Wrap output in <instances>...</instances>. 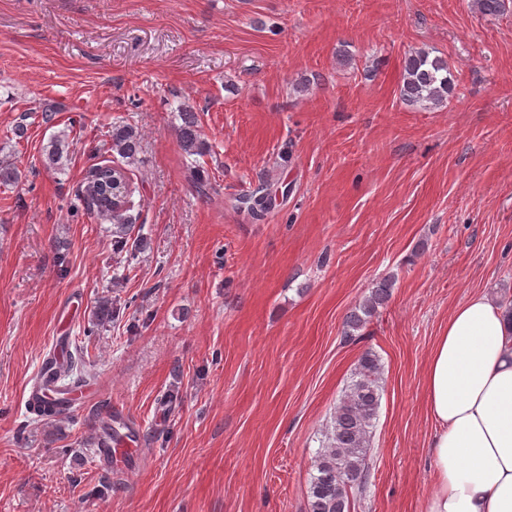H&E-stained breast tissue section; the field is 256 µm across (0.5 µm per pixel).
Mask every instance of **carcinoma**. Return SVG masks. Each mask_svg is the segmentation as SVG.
Wrapping results in <instances>:
<instances>
[{"label": "carcinoma", "instance_id": "obj_1", "mask_svg": "<svg viewBox=\"0 0 512 512\" xmlns=\"http://www.w3.org/2000/svg\"><path fill=\"white\" fill-rule=\"evenodd\" d=\"M474 6L481 15L496 17L512 8V0H474ZM455 88V79L445 58L426 48H418L405 56L400 96L406 104L423 108L440 106L448 102ZM179 119L177 135L182 150L188 156L203 155L207 145L200 137L196 113L182 108ZM107 134L111 150L127 164L134 163L140 151L139 132L117 120ZM65 150L63 140L50 142L44 153V166L51 169L58 165ZM130 195L127 168L105 163L90 168L77 200L86 215L124 225L130 222L127 215ZM277 200L279 188L262 183L252 194L238 200V208L259 220L277 206ZM392 288L391 277L375 284L347 316L346 338L353 339L378 314L379 308L389 300ZM74 367L75 358L69 356L54 375L46 378L38 374L33 383L32 407L38 416L50 420L59 415L65 399L57 392L49 394L56 380L66 378L70 385L87 383L83 376H73ZM381 372L379 357L370 350L364 352L351 382L336 404L327 425L326 440L315 456L316 474L309 481L308 512H351L354 496L365 493L371 476V434L381 405Z\"/></svg>", "mask_w": 512, "mask_h": 512}]
</instances>
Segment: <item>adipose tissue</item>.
<instances>
[{"instance_id": "adipose-tissue-1", "label": "adipose tissue", "mask_w": 512, "mask_h": 512, "mask_svg": "<svg viewBox=\"0 0 512 512\" xmlns=\"http://www.w3.org/2000/svg\"><path fill=\"white\" fill-rule=\"evenodd\" d=\"M437 425L427 512H512V316L486 294L459 303L424 381Z\"/></svg>"}]
</instances>
